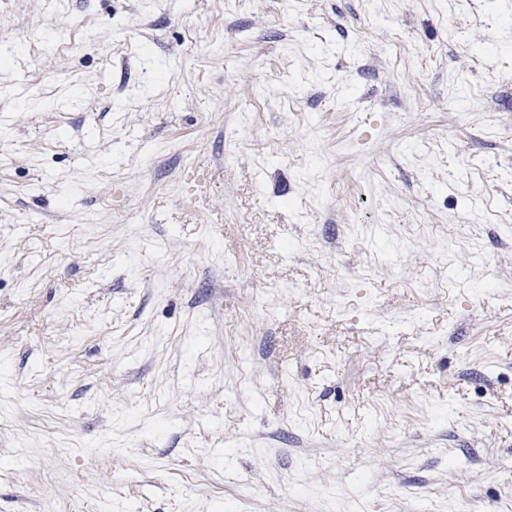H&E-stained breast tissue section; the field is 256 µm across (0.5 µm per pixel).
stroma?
I'll list each match as a JSON object with an SVG mask.
<instances>
[{"label":"stroma","instance_id":"1","mask_svg":"<svg viewBox=\"0 0 512 512\" xmlns=\"http://www.w3.org/2000/svg\"><path fill=\"white\" fill-rule=\"evenodd\" d=\"M512 0H0V512H500Z\"/></svg>","mask_w":512,"mask_h":512}]
</instances>
